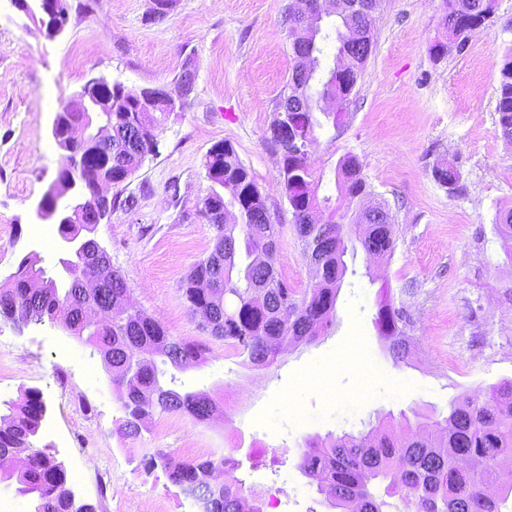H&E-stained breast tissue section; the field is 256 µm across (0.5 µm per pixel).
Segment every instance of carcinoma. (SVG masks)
I'll use <instances>...</instances> for the list:
<instances>
[{"label": "carcinoma", "instance_id": "cac0c4a2", "mask_svg": "<svg viewBox=\"0 0 512 512\" xmlns=\"http://www.w3.org/2000/svg\"><path fill=\"white\" fill-rule=\"evenodd\" d=\"M444 2L443 27L448 39L460 47L466 45L474 28L492 25L497 8L496 0ZM283 26L294 60L308 57L311 62L308 69H293L275 103L285 96L291 99L298 129L312 138L315 128L331 119V113L320 109L323 96L353 103L371 50L350 53L345 39L350 34L366 37L367 21L356 11L333 12L305 41L297 39L294 17L288 10ZM332 40L336 41L334 64L326 71L325 44ZM142 93L99 78L61 105L59 120L68 126L82 118L86 96L95 94L111 101L112 151L102 149L93 138L60 140V148L79 156L80 166L59 172L48 202L72 186L88 193L99 183L118 187L154 153L156 130L163 120L155 112L136 111ZM495 112L501 136L512 140V46L500 69ZM267 141L280 154L281 186L294 232L306 260L320 265L318 276L299 293L276 273L282 225L261 222L260 215L268 210L266 198L233 145L220 141L204 163L210 187L201 214L215 228L213 248L193 265L179 288L190 310L206 319L210 334L224 341L225 351L258 369L271 368L280 354L316 340L329 326L346 272L343 257L348 244L356 242L370 255L384 257L393 254L396 242L394 225L382 223L378 216L368 217L365 224L301 222L304 211L317 207L311 192V164L295 149L282 151L270 131ZM434 177L450 189L460 179L451 165L436 168ZM230 181L238 185V191L226 197L224 189ZM338 188L349 203L370 193L356 157L340 161ZM96 226V218L83 212L59 226V232L76 240L80 249L91 250L97 245ZM38 272L45 270L38 265L37 255L23 256L16 272L0 288V318L19 313L39 323L61 320L109 356L106 364L124 412L119 425L124 437H137L144 420L154 414L184 413L206 422L219 409L204 392L182 393L161 384L154 357L161 356L180 369L199 360L201 351L168 335L158 321L134 307L119 271L110 265L85 267L76 262L71 287L60 288L50 278L34 288L32 281ZM86 274L96 275L102 284L97 321H87L83 314L79 279ZM375 325L393 359L406 361V318L392 299L380 302ZM9 411L11 424L0 428V477L16 478L22 492L34 495L35 512H97L91 503L73 501L63 465L34 445L45 411L40 392L31 391L23 404ZM415 417L413 423L382 418L359 435L311 439L298 468L336 512H384L385 498L393 496L413 500L417 512H503L512 497V470L500 466V456L512 453V380L491 386L481 399L455 400L441 420L419 413ZM238 466L224 455L189 463L163 459L169 479L197 501L201 512H264L262 496L245 492L242 480L233 475Z\"/></svg>", "mask_w": 512, "mask_h": 512}]
</instances>
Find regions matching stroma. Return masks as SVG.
<instances>
[{
    "mask_svg": "<svg viewBox=\"0 0 512 512\" xmlns=\"http://www.w3.org/2000/svg\"><path fill=\"white\" fill-rule=\"evenodd\" d=\"M66 0L68 23L48 37L40 16L0 0V285L27 253L57 274L60 234L36 240L37 207L65 166L52 138L57 101L91 78L131 88L173 85L186 57L196 65V92L156 132L154 155L124 184V202L97 225L133 305L169 335L201 345L202 358L176 369L164 365L163 384L204 391L220 404L215 420L174 415L175 429L147 418L137 438L118 432L123 411L112 372L85 339L63 323L0 318V414L8 403L40 391L45 412L34 444L62 462L77 498L98 512H137L141 496L162 512H200L173 484L153 454L180 458L183 445L204 441L240 462L246 487L276 496L275 512H327L298 462L305 442L327 434H359L385 416L402 420L426 412L445 418L461 396H483L512 379V244L498 234L512 209V142L497 130L500 67L512 33V0H498L497 23L441 60L430 49L446 42L443 0H380L372 52L357 96L337 126L316 130L309 160L318 208L341 204L337 167L355 155L370 186L360 206L386 204L396 230L393 255L370 258L348 250L347 271L328 329L290 348L270 369L226 356L179 292L194 263L208 255L215 231L200 215L209 182L205 157L230 142L282 227L277 270L304 290L314 272L303 255L279 184L280 157L268 143L274 100L294 59L283 15L289 0H177L162 22L148 19L151 0ZM454 165L456 189L441 186L436 167ZM410 317L417 353L394 362L375 326L383 291ZM74 347L73 359L59 343Z\"/></svg>",
    "mask_w": 512,
    "mask_h": 512,
    "instance_id": "stroma-1",
    "label": "stroma"
}]
</instances>
